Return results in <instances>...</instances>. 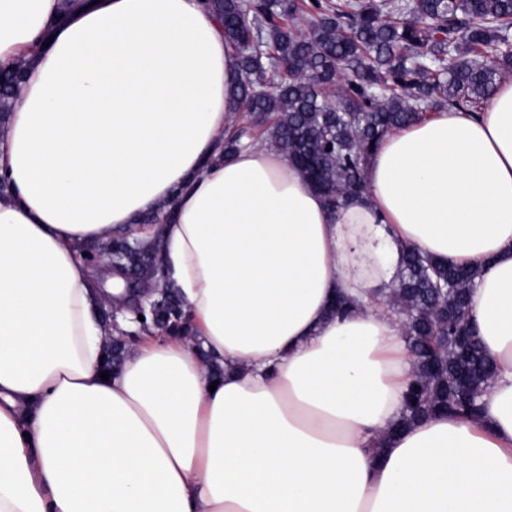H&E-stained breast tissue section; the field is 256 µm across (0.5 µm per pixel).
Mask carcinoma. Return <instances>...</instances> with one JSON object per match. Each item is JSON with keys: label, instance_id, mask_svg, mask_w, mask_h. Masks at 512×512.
Here are the masks:
<instances>
[{"label": "carcinoma", "instance_id": "cac0c4a2", "mask_svg": "<svg viewBox=\"0 0 512 512\" xmlns=\"http://www.w3.org/2000/svg\"><path fill=\"white\" fill-rule=\"evenodd\" d=\"M238 55L236 90L243 111L266 126V140L293 162L331 207L359 198L365 168L392 131L446 106L477 110L512 68V0H202ZM21 68L0 69V123L20 91ZM257 142L253 126L236 120L224 137V156L241 138ZM114 233L85 248L100 257L125 256L139 282L159 277ZM476 273L415 248L403 258L392 309L402 318L411 351L433 336L456 335L469 316ZM448 281V312L436 289ZM184 301L165 287V299L146 313L153 324L187 333ZM435 374L418 370L405 395L403 423L437 412L474 418L494 369L481 346L448 352Z\"/></svg>", "mask_w": 512, "mask_h": 512}]
</instances>
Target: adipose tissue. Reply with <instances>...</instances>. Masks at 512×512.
<instances>
[{
  "instance_id": "1",
  "label": "adipose tissue",
  "mask_w": 512,
  "mask_h": 512,
  "mask_svg": "<svg viewBox=\"0 0 512 512\" xmlns=\"http://www.w3.org/2000/svg\"><path fill=\"white\" fill-rule=\"evenodd\" d=\"M18 64L0 125V512H512V82L390 133L362 197L333 208L267 142L222 158L236 59L200 0L64 17L0 0V67ZM169 200L189 334L105 322L83 247ZM410 247L477 272L495 366L478 419L400 423L414 366L383 289Z\"/></svg>"
}]
</instances>
